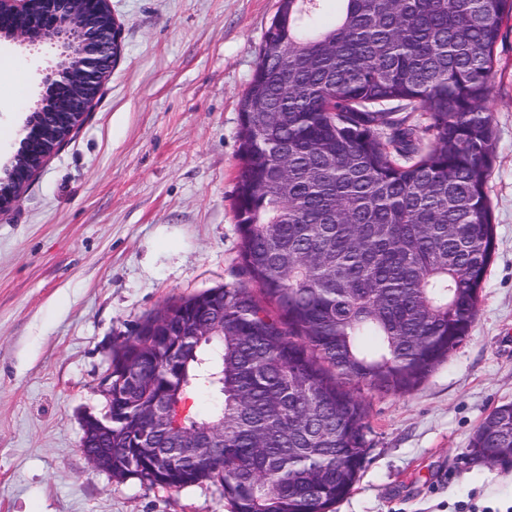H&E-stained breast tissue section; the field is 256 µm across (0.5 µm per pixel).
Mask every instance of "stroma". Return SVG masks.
<instances>
[{"label":"stroma","mask_w":512,"mask_h":512,"mask_svg":"<svg viewBox=\"0 0 512 512\" xmlns=\"http://www.w3.org/2000/svg\"><path fill=\"white\" fill-rule=\"evenodd\" d=\"M277 0H112L121 52L83 127L0 215V512H230L210 482L113 480L80 449L110 354L167 303L240 282V100ZM60 51L0 43V166ZM496 248L469 337L413 390L364 393L367 454L333 512H512L469 459L512 403V21L494 48Z\"/></svg>","instance_id":"1"}]
</instances>
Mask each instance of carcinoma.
Returning <instances> with one entry per match:
<instances>
[{
  "label": "carcinoma",
  "instance_id": "carcinoma-1",
  "mask_svg": "<svg viewBox=\"0 0 512 512\" xmlns=\"http://www.w3.org/2000/svg\"><path fill=\"white\" fill-rule=\"evenodd\" d=\"M288 0L241 99L235 192L240 273L197 350L178 336L127 341L112 371V477L209 481L231 512H331L365 459L352 387L404 393L468 337L495 250L485 186L493 158V51L512 0ZM417 108L423 127L408 123ZM32 138L1 181L41 165ZM180 360L171 364L170 353ZM214 400L224 447L185 464L142 448L138 411L188 392ZM512 456V404L490 412L471 455Z\"/></svg>",
  "mask_w": 512,
  "mask_h": 512
}]
</instances>
